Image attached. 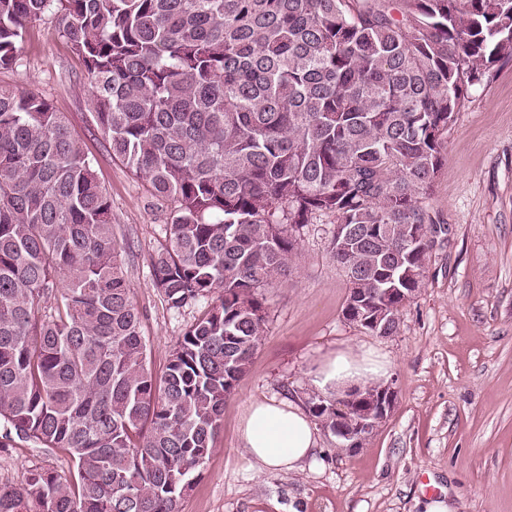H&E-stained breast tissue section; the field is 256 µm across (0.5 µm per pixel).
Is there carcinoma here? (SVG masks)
I'll return each instance as SVG.
<instances>
[{
  "mask_svg": "<svg viewBox=\"0 0 512 512\" xmlns=\"http://www.w3.org/2000/svg\"><path fill=\"white\" fill-rule=\"evenodd\" d=\"M50 14L107 151L178 203L155 287L174 309L218 299L154 375L92 160L47 98L0 85V448L76 469L27 470L0 512H181L307 225L337 226L366 332L425 287L442 228L423 199L468 90L512 62V0H0V70Z\"/></svg>",
  "mask_w": 512,
  "mask_h": 512,
  "instance_id": "obj_1",
  "label": "carcinoma"
}]
</instances>
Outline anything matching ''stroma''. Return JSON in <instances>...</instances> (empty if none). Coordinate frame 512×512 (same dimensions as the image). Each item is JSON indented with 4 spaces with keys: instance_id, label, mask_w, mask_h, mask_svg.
Segmentation results:
<instances>
[{
    "instance_id": "35a3bbf8",
    "label": "stroma",
    "mask_w": 512,
    "mask_h": 512,
    "mask_svg": "<svg viewBox=\"0 0 512 512\" xmlns=\"http://www.w3.org/2000/svg\"><path fill=\"white\" fill-rule=\"evenodd\" d=\"M22 52V66L0 70V84L48 98L93 159L128 246L122 260L143 315L148 367L162 373L209 306L170 308L153 283L150 260L174 205L151 196L106 151L90 120L86 73L55 19L37 23ZM445 155L425 204L447 239L394 335L344 319L346 280L327 253L334 226L325 218L308 226L296 270L263 290L265 332L224 403L215 449L182 512H419L428 497L452 500L457 512H512V63L470 92ZM361 345L390 364L397 396L385 423L357 450L337 449L321 432L313 458L295 469L259 468L239 440L251 402H300L325 356ZM35 465L63 476L72 468L64 451L19 440L0 449V483L20 484Z\"/></svg>"
}]
</instances>
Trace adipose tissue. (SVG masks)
<instances>
[{
    "label": "adipose tissue",
    "mask_w": 512,
    "mask_h": 512,
    "mask_svg": "<svg viewBox=\"0 0 512 512\" xmlns=\"http://www.w3.org/2000/svg\"><path fill=\"white\" fill-rule=\"evenodd\" d=\"M388 364L373 350H339L328 355L314 377L326 392L344 393L357 384L381 380ZM243 448L263 468H294L316 449L315 429L292 401L270 398L254 401L240 425Z\"/></svg>",
    "instance_id": "adipose-tissue-1"
}]
</instances>
